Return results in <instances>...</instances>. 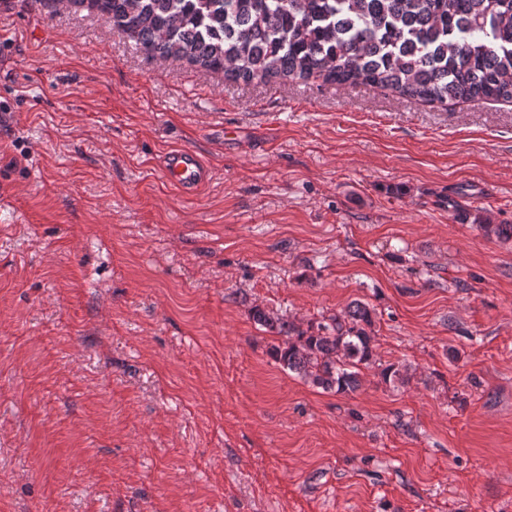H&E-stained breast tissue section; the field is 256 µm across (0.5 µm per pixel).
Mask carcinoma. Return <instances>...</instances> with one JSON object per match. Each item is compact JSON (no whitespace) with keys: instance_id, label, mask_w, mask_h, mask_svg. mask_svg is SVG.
<instances>
[{"instance_id":"carcinoma-1","label":"carcinoma","mask_w":512,"mask_h":512,"mask_svg":"<svg viewBox=\"0 0 512 512\" xmlns=\"http://www.w3.org/2000/svg\"><path fill=\"white\" fill-rule=\"evenodd\" d=\"M123 30L147 56L176 57L245 84L320 78L425 103H512V0H70ZM478 224L512 239V224ZM255 322L285 339L282 368L339 393L374 358V312L354 301L303 328L263 308ZM389 384L408 368L388 366Z\"/></svg>"}]
</instances>
